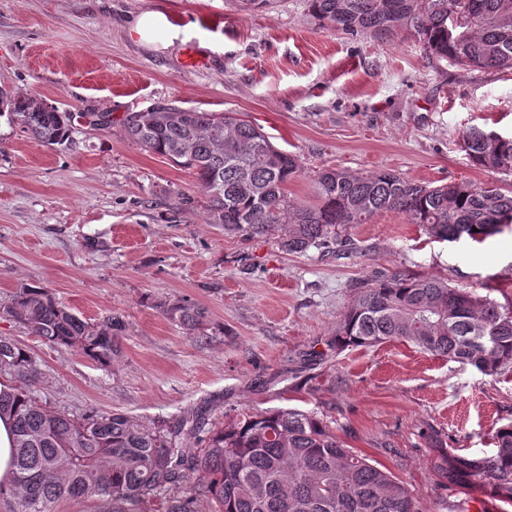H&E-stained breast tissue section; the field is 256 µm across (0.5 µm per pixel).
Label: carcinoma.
I'll return each mask as SVG.
<instances>
[{"label":"carcinoma","instance_id":"cac0c4a2","mask_svg":"<svg viewBox=\"0 0 512 512\" xmlns=\"http://www.w3.org/2000/svg\"><path fill=\"white\" fill-rule=\"evenodd\" d=\"M321 25L345 35L393 39L410 31L431 56L472 70L512 69V0H307ZM46 146L71 145L75 123L110 128L99 112H61L0 89V118ZM123 135L142 150L193 173L209 199L208 223L227 234L272 235L281 249L329 250L341 229L397 212L438 242L512 231V135L493 139L477 126L462 135L473 165L500 176L483 186H438L389 169L356 174L324 168L314 200L288 197L297 156L277 148L248 120L158 101L129 112ZM163 314L197 342L206 310L188 298ZM8 318L45 343L75 349L108 368L125 329L117 317L88 322L46 288H19L0 305ZM402 340L485 375L512 371V306L434 277L394 271L357 287L336 324L338 352ZM0 375L22 380L0 389V417L12 418L14 480L0 484L9 512H53L62 498H93L103 512H422L408 485L368 455L348 447L322 418L296 409L224 414L208 423L193 413L144 424L121 410L72 418L40 405L39 371L29 350L0 336ZM435 485L512 507V421L495 431L490 455H465L423 434Z\"/></svg>","mask_w":512,"mask_h":512}]
</instances>
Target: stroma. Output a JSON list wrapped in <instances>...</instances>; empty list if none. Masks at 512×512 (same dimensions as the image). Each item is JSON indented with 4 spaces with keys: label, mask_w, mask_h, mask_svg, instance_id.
Masks as SVG:
<instances>
[{
    "label": "stroma",
    "mask_w": 512,
    "mask_h": 512,
    "mask_svg": "<svg viewBox=\"0 0 512 512\" xmlns=\"http://www.w3.org/2000/svg\"><path fill=\"white\" fill-rule=\"evenodd\" d=\"M155 11L173 27L170 45L129 34ZM0 87L113 121L78 127L60 150L0 119V303L37 286L84 318L125 323L121 354L103 369L0 318V336L38 362L40 404L143 422L194 408L214 422L298 408L392 469L428 512L443 500L482 512L436 487L419 434L492 452L496 429L512 421V373L486 376L400 341L340 353L328 342L356 283L394 270L512 305V234L435 242L387 212L348 228L336 251L289 255L275 238L206 223L191 171L143 152L119 123L163 99L237 113L298 156L288 192L300 200L327 166L483 184L492 174L460 142L474 125L512 133L511 70L448 65L409 32L392 41L338 33L307 0L249 14L235 0H0ZM179 297L206 308L210 343L163 316Z\"/></svg>",
    "instance_id": "obj_1"
}]
</instances>
